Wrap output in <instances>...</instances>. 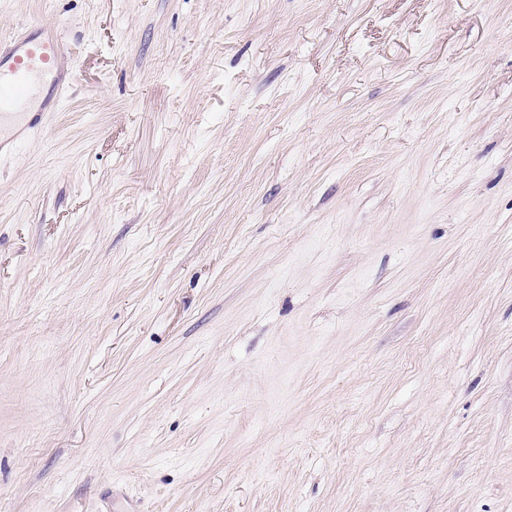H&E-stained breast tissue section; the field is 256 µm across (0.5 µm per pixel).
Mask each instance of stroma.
I'll use <instances>...</instances> for the list:
<instances>
[{
  "mask_svg": "<svg viewBox=\"0 0 512 512\" xmlns=\"http://www.w3.org/2000/svg\"><path fill=\"white\" fill-rule=\"evenodd\" d=\"M70 45L0 157V512H512V0H0Z\"/></svg>",
  "mask_w": 512,
  "mask_h": 512,
  "instance_id": "35a3bbf8",
  "label": "stroma"
}]
</instances>
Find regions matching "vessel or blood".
I'll list each match as a JSON object with an SVG mask.
<instances>
[{
	"instance_id": "1",
	"label": "vessel or blood",
	"mask_w": 512,
	"mask_h": 512,
	"mask_svg": "<svg viewBox=\"0 0 512 512\" xmlns=\"http://www.w3.org/2000/svg\"><path fill=\"white\" fill-rule=\"evenodd\" d=\"M24 37H14L0 50V153L12 151L42 124L45 110L55 108L68 61L61 34L40 23Z\"/></svg>"
}]
</instances>
